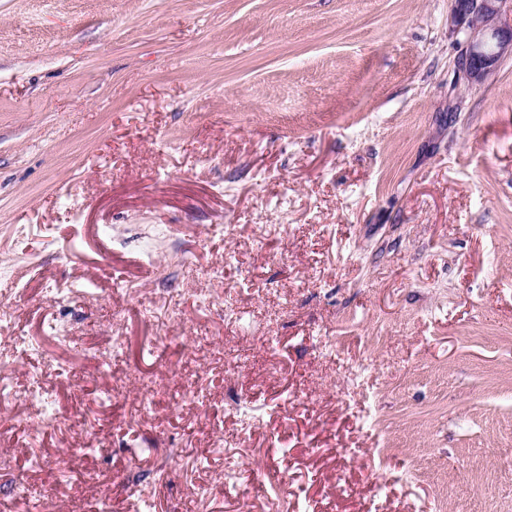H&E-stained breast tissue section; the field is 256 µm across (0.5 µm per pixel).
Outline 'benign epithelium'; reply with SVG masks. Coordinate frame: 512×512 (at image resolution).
<instances>
[{
  "label": "benign epithelium",
  "instance_id": "1",
  "mask_svg": "<svg viewBox=\"0 0 512 512\" xmlns=\"http://www.w3.org/2000/svg\"><path fill=\"white\" fill-rule=\"evenodd\" d=\"M512 13V0H452L448 22L464 34L458 68L470 85L485 83L500 60L512 55V24L502 22Z\"/></svg>",
  "mask_w": 512,
  "mask_h": 512
}]
</instances>
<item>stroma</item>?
Instances as JSON below:
<instances>
[{"label": "stroma", "instance_id": "stroma-1", "mask_svg": "<svg viewBox=\"0 0 512 512\" xmlns=\"http://www.w3.org/2000/svg\"><path fill=\"white\" fill-rule=\"evenodd\" d=\"M450 10L0 0L18 512H512V57Z\"/></svg>", "mask_w": 512, "mask_h": 512}]
</instances>
